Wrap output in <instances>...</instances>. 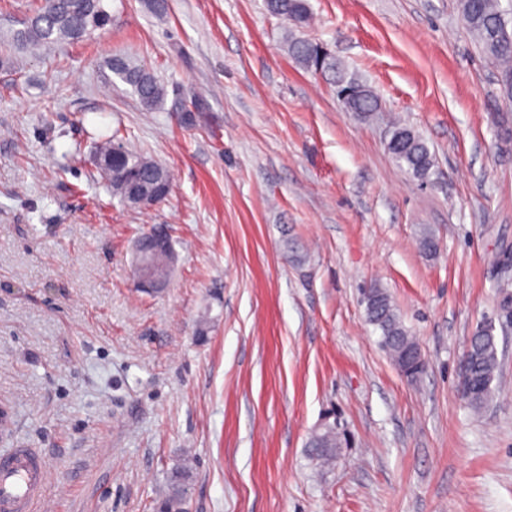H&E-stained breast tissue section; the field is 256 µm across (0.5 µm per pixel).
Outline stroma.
I'll use <instances>...</instances> for the list:
<instances>
[{
	"label": "stroma",
	"instance_id": "35a3bbf8",
	"mask_svg": "<svg viewBox=\"0 0 512 512\" xmlns=\"http://www.w3.org/2000/svg\"><path fill=\"white\" fill-rule=\"evenodd\" d=\"M307 3L299 36L373 88L375 118L289 56L264 0L161 18L104 0L110 25L38 55L6 41L31 0H0V449L43 453L57 512H157L182 460L188 512H512V101L459 0ZM117 54L166 85L163 108L107 86ZM393 116L431 182L388 153ZM113 134L169 171L167 200L113 198ZM158 224L177 261L145 292L134 244ZM373 285L426 361L416 381L366 319ZM486 320L500 369L476 412L459 365ZM328 426L345 443L322 467L308 443ZM387 135L386 148L399 166L413 178L429 182L435 174V158L423 137L400 122H388Z\"/></svg>",
	"mask_w": 512,
	"mask_h": 512
}]
</instances>
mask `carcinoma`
Listing matches in <instances>:
<instances>
[{"label": "carcinoma", "mask_w": 512, "mask_h": 512, "mask_svg": "<svg viewBox=\"0 0 512 512\" xmlns=\"http://www.w3.org/2000/svg\"><path fill=\"white\" fill-rule=\"evenodd\" d=\"M270 13L287 23L300 27L309 17L306 0H266ZM461 19L475 43L487 58L500 66L499 85L504 97L512 99V34H504V23L512 24V2L504 7L501 0H460ZM110 21L103 0H40L23 27L13 30L8 42L18 49L36 53L64 42H78L94 28ZM288 53L299 64L320 74L330 85L339 87L367 86L350 76L342 63L321 43L288 33ZM111 72L130 86L146 110L161 107L168 95L165 85L144 66L122 56L109 62ZM350 111L370 119L380 111L378 97L371 90L356 97ZM386 148L400 167L415 179L428 182L435 174V158L426 141L412 127L400 122L387 123ZM97 154L112 158L111 166L101 173L112 186V195L123 200L130 184L135 183L160 202L171 189L167 169L108 138L97 148ZM368 321L381 331L382 346L400 373L409 381L417 380L426 369V362L414 355L418 346L399 321L389 295L372 286L364 293ZM499 367L495 327L483 322L472 336L467 354L460 366L458 391L462 400L473 409L482 408L492 395V383ZM313 456L323 463L335 457L340 441L329 431L312 439ZM192 469L186 463L175 465L166 490L159 500V512H187V486Z\"/></svg>", "instance_id": "1"}]
</instances>
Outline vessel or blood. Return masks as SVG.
<instances>
[{
  "label": "vessel or blood",
  "mask_w": 512,
  "mask_h": 512,
  "mask_svg": "<svg viewBox=\"0 0 512 512\" xmlns=\"http://www.w3.org/2000/svg\"><path fill=\"white\" fill-rule=\"evenodd\" d=\"M48 467L33 448L0 452V512H50Z\"/></svg>",
  "instance_id": "obj_1"
}]
</instances>
